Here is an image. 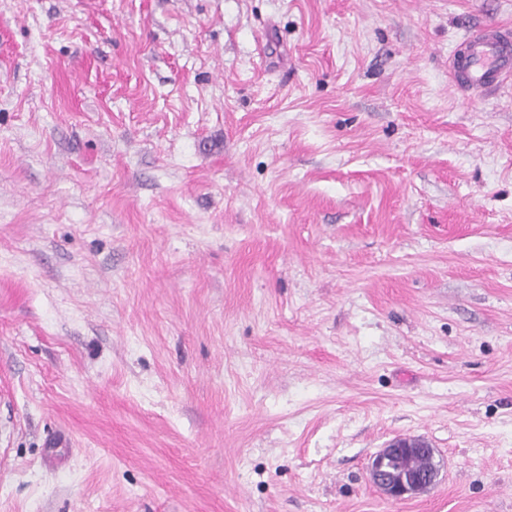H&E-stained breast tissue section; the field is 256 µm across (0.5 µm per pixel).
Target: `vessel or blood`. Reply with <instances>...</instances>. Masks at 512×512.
Wrapping results in <instances>:
<instances>
[{"label":"vessel or blood","instance_id":"obj_1","mask_svg":"<svg viewBox=\"0 0 512 512\" xmlns=\"http://www.w3.org/2000/svg\"><path fill=\"white\" fill-rule=\"evenodd\" d=\"M451 70L457 86L472 96L500 86L504 76L512 75V29L486 25L474 30L452 58Z\"/></svg>","mask_w":512,"mask_h":512}]
</instances>
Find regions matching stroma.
<instances>
[{"label":"stroma","mask_w":512,"mask_h":512,"mask_svg":"<svg viewBox=\"0 0 512 512\" xmlns=\"http://www.w3.org/2000/svg\"><path fill=\"white\" fill-rule=\"evenodd\" d=\"M512 0H0V512H512ZM423 435L392 502L374 453ZM451 70L457 86L479 96L497 88L504 75H512V29L486 25L465 39L460 53L453 55ZM434 455V448L420 436H401L390 441L374 456L370 477L385 497L401 501L428 492L438 481L439 469L419 474L403 469H392L390 462L396 457Z\"/></svg>","instance_id":"stroma-1"}]
</instances>
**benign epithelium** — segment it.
Listing matches in <instances>:
<instances>
[{"instance_id": "benign-epithelium-1", "label": "benign epithelium", "mask_w": 512, "mask_h": 512, "mask_svg": "<svg viewBox=\"0 0 512 512\" xmlns=\"http://www.w3.org/2000/svg\"><path fill=\"white\" fill-rule=\"evenodd\" d=\"M432 455L434 448L423 437L401 436L390 441L374 456L370 477L385 497L401 501L428 492L438 481L439 470L419 474L403 469H393L390 462L396 457Z\"/></svg>"}]
</instances>
